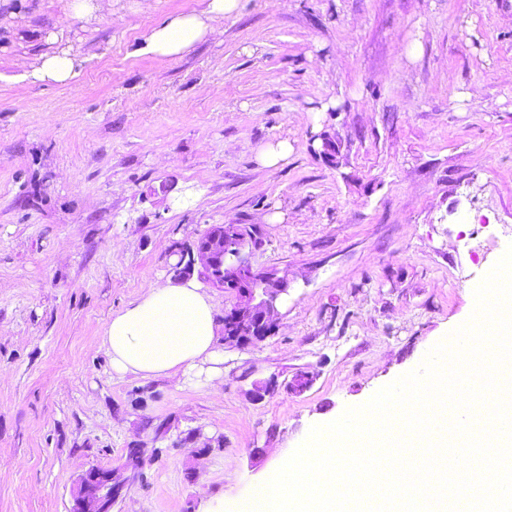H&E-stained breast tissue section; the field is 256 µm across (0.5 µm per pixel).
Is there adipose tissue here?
<instances>
[{
  "mask_svg": "<svg viewBox=\"0 0 512 512\" xmlns=\"http://www.w3.org/2000/svg\"><path fill=\"white\" fill-rule=\"evenodd\" d=\"M237 3L209 0L202 12L167 17L151 30L145 52L162 57L188 52L204 37L214 35L217 21L233 13ZM79 65L71 51L47 53L33 64L31 75L41 81L67 82L77 77ZM215 317L214 299L198 282L152 284L113 314L101 343L119 375L148 380L195 372L215 383L224 374Z\"/></svg>",
  "mask_w": 512,
  "mask_h": 512,
  "instance_id": "1",
  "label": "adipose tissue"
}]
</instances>
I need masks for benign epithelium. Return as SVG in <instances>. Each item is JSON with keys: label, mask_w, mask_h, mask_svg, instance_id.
<instances>
[{"label": "benign epithelium", "mask_w": 512, "mask_h": 512, "mask_svg": "<svg viewBox=\"0 0 512 512\" xmlns=\"http://www.w3.org/2000/svg\"><path fill=\"white\" fill-rule=\"evenodd\" d=\"M260 228L254 224H213L201 234L194 246L184 248L175 243L169 255L174 257L171 272L176 280H185L199 270L214 269L210 284L233 296L224 309V321L238 330L227 336L224 344L246 347L272 335L278 325V301L294 287L288 272H263L262 287L254 284L257 269L252 265ZM314 376L306 371L294 376L286 389L300 394L313 384ZM154 457L132 445L121 464L112 468L90 466L76 479L71 490L69 512H113L129 486L143 476Z\"/></svg>", "instance_id": "benign-epithelium-1"}]
</instances>
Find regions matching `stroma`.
<instances>
[{
	"label": "stroma",
	"instance_id": "35a3bbf8",
	"mask_svg": "<svg viewBox=\"0 0 512 512\" xmlns=\"http://www.w3.org/2000/svg\"><path fill=\"white\" fill-rule=\"evenodd\" d=\"M72 2L0 5V512H68L134 442L159 454L114 512H236L464 324L512 246V0H239L176 58L146 38L207 0ZM67 48L75 80L29 76ZM278 139L287 162L259 165ZM257 223L253 265L296 278L275 334L225 347L215 392L113 373L105 326L170 281L171 245ZM300 371L303 393L250 399Z\"/></svg>",
	"mask_w": 512,
	"mask_h": 512
}]
</instances>
